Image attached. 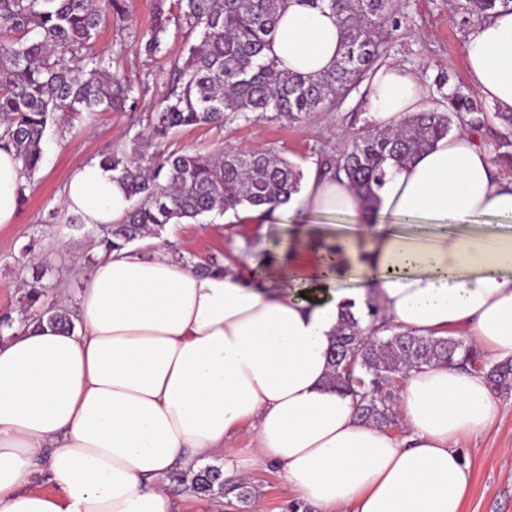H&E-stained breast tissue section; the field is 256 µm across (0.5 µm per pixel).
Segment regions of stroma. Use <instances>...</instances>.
<instances>
[{
  "mask_svg": "<svg viewBox=\"0 0 512 512\" xmlns=\"http://www.w3.org/2000/svg\"><path fill=\"white\" fill-rule=\"evenodd\" d=\"M156 0H126L124 19L107 24L91 53L110 61L114 71L134 87L136 107L126 112H100L51 137L42 166L29 181L26 201L15 227L0 231V315H10L12 329L0 332V342L21 333L27 315V297L40 285L42 302L75 304L84 287L74 273L75 261L92 267L99 253L100 230L80 224L51 223L50 213H62V191L75 170L99 160L107 148L128 143L146 132L148 118L167 93L170 71L187 55L186 27H170L160 53L149 56L138 45L152 24ZM389 31L380 65L395 66L420 76L428 91V106L441 99L439 77L469 86L465 53L470 31L462 13L449 0H391ZM362 88L353 89L335 107L309 119L244 120L234 118L223 128H188L176 134L169 149L191 147L210 154L231 150L271 152L289 160L302 173L335 165L352 137L376 125ZM173 254L188 262L213 257L235 260L237 254L270 253L269 241L252 225L220 226L217 217L170 224L161 233ZM503 418L498 427L462 443L473 472V485L462 512H512V397L502 398Z\"/></svg>",
  "mask_w": 512,
  "mask_h": 512,
  "instance_id": "35a3bbf8",
  "label": "stroma"
}]
</instances>
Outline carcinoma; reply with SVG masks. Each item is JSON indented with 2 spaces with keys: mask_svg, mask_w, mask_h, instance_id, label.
<instances>
[{
  "mask_svg": "<svg viewBox=\"0 0 512 512\" xmlns=\"http://www.w3.org/2000/svg\"><path fill=\"white\" fill-rule=\"evenodd\" d=\"M285 0H159L154 22L139 48L161 52L172 22L200 29V43L174 65L168 93L149 121V132L122 149L108 150L100 163L125 186L132 205L122 222L106 229L104 254L168 224L224 215L238 206L286 202L300 190L301 172L266 152L219 156L194 149H163L168 137L196 126L223 128L227 117L264 116L290 121L336 105L375 67L386 48L389 0H329L342 30L345 52L335 69L320 76L279 68L270 57L272 35ZM468 18L486 21L512 0H454ZM126 15L125 0H0V144L14 148L27 178L39 170L49 135L97 112L134 109V87L88 55L102 27ZM446 109L411 113L394 128L375 127L355 136L336 165L368 208L378 202L387 164L411 162L451 134L454 119L480 113L459 86L448 87ZM23 320L73 324L60 306H46L32 286ZM370 326L347 311L330 351V382L357 398L359 418L390 430L400 426L393 380L413 368L445 363L484 376L493 390L512 394V356L491 362L472 342L455 336H421L394 330L379 308L368 307ZM199 498L233 495L247 505L254 486L224 478L223 468L203 467L190 481Z\"/></svg>",
  "mask_w": 512,
  "mask_h": 512,
  "instance_id": "carcinoma-1",
  "label": "carcinoma"
}]
</instances>
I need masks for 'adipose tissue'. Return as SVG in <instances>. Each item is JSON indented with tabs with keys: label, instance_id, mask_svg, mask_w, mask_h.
Listing matches in <instances>:
<instances>
[{
	"label": "adipose tissue",
	"instance_id": "ef3b65f1",
	"mask_svg": "<svg viewBox=\"0 0 512 512\" xmlns=\"http://www.w3.org/2000/svg\"><path fill=\"white\" fill-rule=\"evenodd\" d=\"M271 50L305 75L335 68L341 29L328 6L287 0ZM474 89L512 112V12L467 37ZM417 74L377 69L366 105L385 125L423 110ZM26 176L0 149V230L18 222ZM367 210L345 176L310 172L285 205L225 212L278 224L281 260L200 272L163 241L125 247L87 272L72 329L33 324L0 344V512H177L170 478L223 456L224 474L271 465L320 512H462L472 471L462 439L503 407L482 375L445 364L410 370L401 436L360 421L327 385L340 314L377 306L399 331L463 332L488 359L512 356V179L468 130L390 168ZM85 226L120 223L131 201L91 162L65 187ZM343 224H299L300 215ZM492 223L474 228L473 218ZM252 445L231 454L240 433ZM51 485L30 487L35 459Z\"/></svg>",
	"mask_w": 512,
	"mask_h": 512
}]
</instances>
